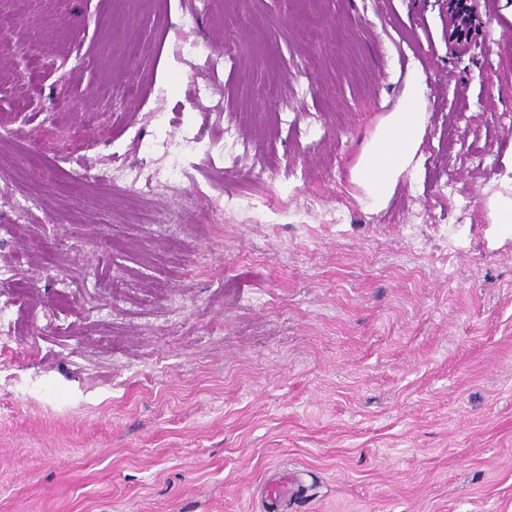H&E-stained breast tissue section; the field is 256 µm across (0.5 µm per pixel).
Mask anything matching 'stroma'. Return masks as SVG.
Returning a JSON list of instances; mask_svg holds the SVG:
<instances>
[{
    "label": "stroma",
    "mask_w": 512,
    "mask_h": 512,
    "mask_svg": "<svg viewBox=\"0 0 512 512\" xmlns=\"http://www.w3.org/2000/svg\"><path fill=\"white\" fill-rule=\"evenodd\" d=\"M511 5L481 0L467 53L441 0L22 11L0 57V123L36 116L0 152V512H266L283 474L282 512H512V232L487 218ZM418 66L426 134L372 211L353 172ZM188 127L210 151L159 150ZM74 162L124 177L76 190Z\"/></svg>",
    "instance_id": "obj_1"
}]
</instances>
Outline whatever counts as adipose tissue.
Masks as SVG:
<instances>
[{
    "label": "adipose tissue",
    "instance_id": "obj_1",
    "mask_svg": "<svg viewBox=\"0 0 512 512\" xmlns=\"http://www.w3.org/2000/svg\"><path fill=\"white\" fill-rule=\"evenodd\" d=\"M427 75L415 69L409 75L398 108L378 128L373 143L354 172L370 206L392 193L409 166L425 133Z\"/></svg>",
    "mask_w": 512,
    "mask_h": 512
}]
</instances>
